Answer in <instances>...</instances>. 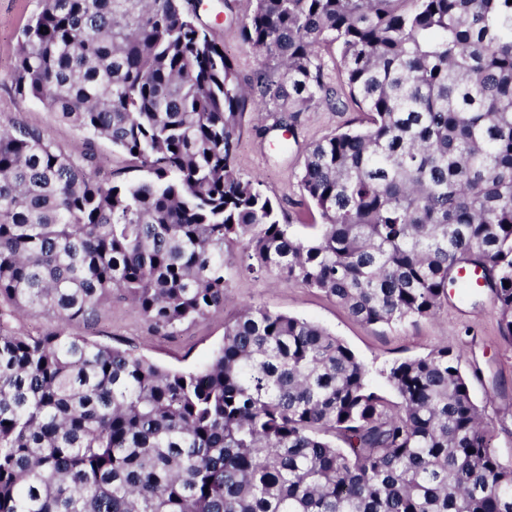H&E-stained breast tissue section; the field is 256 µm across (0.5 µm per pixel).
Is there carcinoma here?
I'll return each mask as SVG.
<instances>
[{
	"instance_id": "carcinoma-1",
	"label": "carcinoma",
	"mask_w": 512,
	"mask_h": 512,
	"mask_svg": "<svg viewBox=\"0 0 512 512\" xmlns=\"http://www.w3.org/2000/svg\"><path fill=\"white\" fill-rule=\"evenodd\" d=\"M188 4L42 0L22 31L15 92L148 177L102 181L83 148L0 128V512H512V464L448 345L385 371L394 403L341 339L266 307L197 370L66 331L115 291L167 332L206 318L241 242L245 271L366 325L485 288L512 337V3L255 0L246 85ZM250 103L362 111L306 150L310 237L234 169ZM5 306L58 326L16 333Z\"/></svg>"
}]
</instances>
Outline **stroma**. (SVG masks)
Wrapping results in <instances>:
<instances>
[{"label": "stroma", "mask_w": 512, "mask_h": 512, "mask_svg": "<svg viewBox=\"0 0 512 512\" xmlns=\"http://www.w3.org/2000/svg\"><path fill=\"white\" fill-rule=\"evenodd\" d=\"M254 0H203L200 21L224 45L241 83H248L260 64L243 42L240 27ZM41 9V0H0V126L39 128L60 148L81 142V131L57 120L39 101L20 98L10 80L21 32ZM357 107L337 112L321 106L306 112H268L248 106L240 129L234 166L239 176L258 179L277 199L296 234H310L312 218L300 187V173L309 144L354 124ZM92 173L131 183L145 171L104 139H94ZM241 247L224 253L228 299L223 311L174 333L156 330L120 296L92 325H71V333L130 350L171 369L195 370L208 362L224 339V324L243 305L270 309L316 322L340 337L371 372L373 388L386 398L394 393L383 376L394 362L427 354L445 345L463 354L462 368L475 402L489 423V444L498 458L512 464V339L503 337L490 295L478 302L457 300L430 318L387 325H366L325 293L285 282L273 275L241 272Z\"/></svg>", "instance_id": "stroma-1"}]
</instances>
